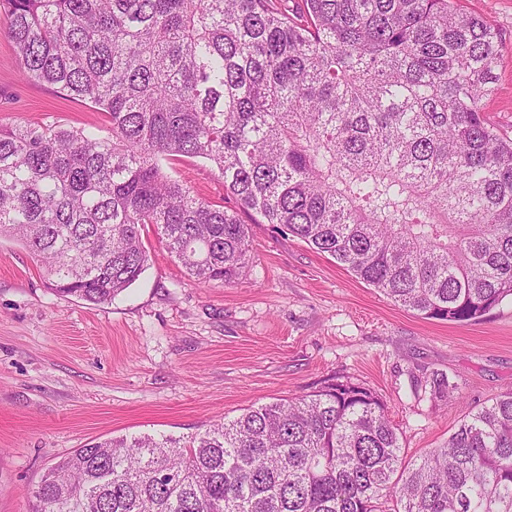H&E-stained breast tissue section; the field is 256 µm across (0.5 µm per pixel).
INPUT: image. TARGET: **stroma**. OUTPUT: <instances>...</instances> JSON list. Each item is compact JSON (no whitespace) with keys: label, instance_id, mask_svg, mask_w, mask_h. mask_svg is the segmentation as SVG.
I'll return each instance as SVG.
<instances>
[{"label":"stroma","instance_id":"obj_1","mask_svg":"<svg viewBox=\"0 0 512 512\" xmlns=\"http://www.w3.org/2000/svg\"><path fill=\"white\" fill-rule=\"evenodd\" d=\"M461 4L502 33L484 111L512 138V0ZM6 27L0 13V125L104 124L90 106L27 81ZM171 173L232 206L208 162L184 158ZM241 218L250 261L235 283H194L149 229L145 272L105 304L58 295L28 251L0 237V512H32L42 476L91 441L186 437L336 379L377 394L413 458L512 388L511 302L469 324L426 319L328 254L250 213ZM435 373L455 387L449 404L424 390Z\"/></svg>","mask_w":512,"mask_h":512}]
</instances>
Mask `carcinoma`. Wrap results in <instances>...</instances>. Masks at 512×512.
Instances as JSON below:
<instances>
[{
	"label": "carcinoma",
	"mask_w": 512,
	"mask_h": 512,
	"mask_svg": "<svg viewBox=\"0 0 512 512\" xmlns=\"http://www.w3.org/2000/svg\"><path fill=\"white\" fill-rule=\"evenodd\" d=\"M0 0L23 76L104 131L0 125V236L59 294L109 303L143 234L199 283L247 268L238 210L172 177L208 161L239 210L426 319L512 300V139L484 114L498 28L457 0ZM430 395L453 397L435 374ZM36 512H512V390L407 459L384 404L331 381L194 436L91 442Z\"/></svg>",
	"instance_id": "carcinoma-1"
}]
</instances>
